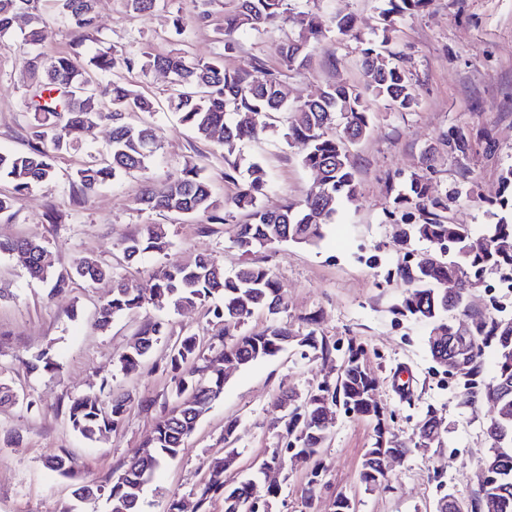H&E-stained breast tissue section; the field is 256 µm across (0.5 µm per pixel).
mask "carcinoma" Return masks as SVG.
I'll return each instance as SVG.
<instances>
[{
    "mask_svg": "<svg viewBox=\"0 0 512 512\" xmlns=\"http://www.w3.org/2000/svg\"><path fill=\"white\" fill-rule=\"evenodd\" d=\"M57 2L59 14L75 40L68 53L40 51L29 61L30 140L25 151H0V180L6 179L11 185L9 193L0 194V217L13 216L17 203L35 184L55 177L56 154L69 149L80 138H94L102 126L109 128V150L91 158L77 171L73 193L87 199L119 175L145 174L157 149L156 130L149 120L155 106L126 81L124 73L133 70L144 73L159 69L172 76L176 89L169 97V110L179 114L181 123L197 139L215 142L224 149V178L232 181L237 180L239 173L237 161L230 160L237 144L257 139L273 128L267 122L273 114L289 113L284 138L305 146L301 163L320 176L324 187L322 195L307 197L301 207L268 211L260 206L267 173L258 162L248 165L246 176L228 204L213 196L210 181L194 164L184 165L179 173L162 183H146L136 198L141 211L203 213L211 224L224 223L226 206H231L246 217L245 222L236 225L235 235L236 246L246 255L282 242L310 245L323 237L324 226L336 214L340 198L356 191L349 146L361 140L369 128L367 97L381 99L403 111H411L417 105L404 70L370 47L363 49V86L336 81L319 98L290 106L282 80L259 57L251 58L243 68L229 70L224 68L221 57L195 61L181 52H91L85 48V41L95 25V0ZM283 2L236 0L234 9L224 16V49L235 48L233 35L242 29L260 32L274 25ZM20 12L28 15L23 44H42L46 20L37 8V0H0L1 47L8 46L14 18ZM207 19L204 11L188 18L177 15L172 26L175 34L180 35L186 24L203 25ZM323 30L324 21L319 15L303 14L298 35L279 45L284 66L289 70L305 67L309 49ZM396 200L401 206L420 211L415 231L436 250L433 260L423 259L400 268L401 278L410 285L402 302L403 310L432 326L448 322L450 312L456 311L471 319V345L493 347L494 381L469 388L464 402L474 405L489 393L496 395L497 414L485 426V436L493 448L486 462L492 467L495 480L480 488L476 502L494 498L496 512H512V319L473 313L462 294L456 299L448 298V280H463L466 268L512 266V250L500 248L505 240L512 243V224L505 221L495 225L486 236V249L475 251L470 248L469 233L463 225L443 221L426 208L427 184L421 178H410L408 192L398 195ZM168 246L163 225L145 224L141 231L125 239L122 251L132 261ZM14 252L25 255L30 276L48 282L53 292L78 281L108 284L97 308V325L102 330L114 317L137 313L149 305L159 309L201 305L221 325L216 339L186 334L168 347L165 367L176 382L178 412L159 418L152 437L144 444L146 451L123 464L112 483L74 488L73 495L78 499L84 498L85 491L106 497L110 512H141L145 486L157 470L177 458L185 439L224 390V372L213 366L215 359L244 366L275 356L294 341L288 325L280 321L257 333L230 332V328L241 327L258 310L278 314L285 308L279 282L268 268L256 263L249 262L227 276L213 257L199 255L191 263L157 267L152 272L153 287L145 291L114 277L109 268L92 257H79L71 267L58 269L52 251L44 244L25 238L0 242L1 254ZM165 334L164 322L144 323L120 355L121 369L140 366ZM361 350V345L349 344L346 366L336 380L318 383L304 398L288 391L277 395L272 404L277 447L269 449L251 477L238 483L224 478L237 457V450L227 446L233 429H224V453L209 462L208 477L194 492L195 512H207L217 499L223 501L224 512H270L272 501L288 484L290 462L312 464L303 494L306 508L317 512L325 467L315 457L330 438L323 416L339 404L375 421V442L365 454L361 483L376 488L387 483L378 455L391 450L389 443L393 438L386 435L383 412L373 399L376 381L360 363ZM26 366L30 370H53L56 362L44 351L26 361ZM129 407L126 396L112 398L107 406L96 397L84 396L69 400L64 414L74 432L93 440L118 431L125 423ZM429 424L430 420L423 421L414 446H443V437L432 433ZM383 442L388 447L380 448ZM75 466L73 457L66 453L49 462V468L63 477L72 474Z\"/></svg>",
    "mask_w": 512,
    "mask_h": 512,
    "instance_id": "obj_1",
    "label": "carcinoma"
}]
</instances>
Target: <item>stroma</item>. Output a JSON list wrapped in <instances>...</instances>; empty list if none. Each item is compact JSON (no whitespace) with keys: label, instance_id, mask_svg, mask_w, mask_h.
<instances>
[{"label":"stroma","instance_id":"35a3bbf8","mask_svg":"<svg viewBox=\"0 0 512 512\" xmlns=\"http://www.w3.org/2000/svg\"><path fill=\"white\" fill-rule=\"evenodd\" d=\"M231 7V0H210L209 23L178 36L172 19L189 15L193 0H165L142 15L130 14L125 0H97L90 44L133 55L181 51L197 60L220 56L231 69L257 56L270 70L282 72L288 101L297 104L339 80L362 85L363 44L383 41L396 53L418 105L400 111L382 101L369 102L366 137L351 148L357 190L342 198L323 238L311 246L281 243L251 256L269 266L282 286L286 308L276 319L288 323L298 338L315 332L333 345L332 354L325 357L294 343L248 366L227 365L223 393L211 402L179 456L148 484L142 512H165L174 494L192 500L207 477L208 462L223 454L227 423L235 425L238 471L249 472L277 443L270 425L273 399L285 389L303 395L335 379L352 342L363 347L360 360L377 382L374 398L385 411L390 435L409 450L389 462L388 489L367 490L359 475L374 443V424L335 409L328 423L330 439L321 452L326 472L320 512H333L339 494L354 502L355 512H435L446 494L466 510L477 496L479 467L490 453L483 427L495 410L488 402L475 408L463 404L467 383L433 362L429 326L399 312L409 289L400 266L430 254L432 247L411 233L418 211L397 208L394 198L410 178L424 179L430 197L444 203L441 219L466 225L476 240L488 234L498 213L512 215V185L502 181L512 169V0H429L421 11L395 17L388 34L383 31L388 0H285L284 14L272 28L235 33L236 48L228 52L219 30ZM304 12L319 14L325 31L308 65L289 71L278 46L297 35ZM340 19L348 20L347 32L338 31ZM30 58L20 37L0 48L1 151L25 150L30 138L25 107ZM126 79L160 106L153 117L158 148L148 177L161 182L191 163L203 167L217 197H233L238 185L224 177L220 147L196 140L168 112L170 76L133 72ZM284 130L280 124L239 145L242 162L259 160L268 173L260 203L269 211L300 205L318 183L317 174L301 163L303 146L288 144ZM460 131L469 140L468 149L449 152V137ZM107 146L108 135L102 132L60 153L56 178L34 186L13 218L0 219V241L22 236L47 243L61 267L79 256L95 257L142 289L151 288V273L158 266L199 254L215 257L228 274L242 263L233 244L235 226L243 220L238 212L213 225L202 214L142 212L134 202L141 181L133 177L74 201L71 179ZM51 209L60 213V223L47 222ZM145 224L166 226L168 248L134 263L125 261L123 240ZM471 279L466 300L472 310L512 318V288L501 271L488 269ZM103 293V286L82 282L51 291L29 276L21 255L0 254V380L18 395L16 404L0 407V512H108L105 498L76 501L74 486L111 483L152 436L157 419L177 404L175 384L161 369L166 345L133 372L121 369L120 354L140 326L159 315L174 338L188 332L209 337L218 330L204 308L160 312L150 307L115 317L101 331L95 318ZM44 350L54 355L58 370H27L26 360ZM105 382L130 395L129 414L119 432L89 441L71 430L61 406L74 397L98 394ZM404 384L411 390L407 399L399 393ZM430 407L442 420L445 445L425 451L414 441ZM63 452L77 461L73 477H60L48 466L51 456Z\"/></svg>","mask_w":512,"mask_h":512}]
</instances>
